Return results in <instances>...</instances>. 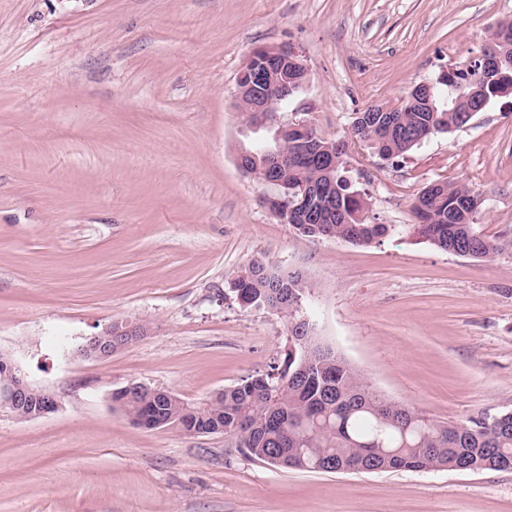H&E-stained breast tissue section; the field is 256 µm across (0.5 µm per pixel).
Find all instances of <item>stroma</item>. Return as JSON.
<instances>
[{
  "mask_svg": "<svg viewBox=\"0 0 512 512\" xmlns=\"http://www.w3.org/2000/svg\"><path fill=\"white\" fill-rule=\"evenodd\" d=\"M512 0H0V353L59 408L0 410V512H512V470L319 472L250 457L235 435L145 430L131 383L200 406L281 363L289 318L242 307L250 259L300 269L317 340L387 400L438 422L512 412V249L488 261L408 231L429 183L479 190V228L512 237V95L390 161L353 113L478 55ZM285 44L310 74L281 118L350 143L381 223L368 247L313 241L237 165V77ZM113 322L145 334L79 352Z\"/></svg>",
  "mask_w": 512,
  "mask_h": 512,
  "instance_id": "1",
  "label": "stroma"
}]
</instances>
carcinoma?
Masks as SVG:
<instances>
[{"instance_id": "1", "label": "carcinoma", "mask_w": 512, "mask_h": 512, "mask_svg": "<svg viewBox=\"0 0 512 512\" xmlns=\"http://www.w3.org/2000/svg\"><path fill=\"white\" fill-rule=\"evenodd\" d=\"M512 46V21L489 34L485 54ZM481 73L479 57L471 66L437 81L433 100L439 104L464 98ZM512 90V67L483 85L488 100ZM463 113L453 107L430 112L407 99L393 112L381 106L355 113L353 138L383 160L406 154L435 134L459 128ZM306 137L317 150L303 151L288 136V155L279 178L288 195L314 187L319 223L293 224L299 235L313 241L336 239L365 247L398 231L369 216L364 193L350 176L348 142L330 140L306 125ZM481 194L456 179H448L413 204L417 223L408 225L436 248L485 261L512 247V240H494L477 229ZM235 294L253 306H264L292 317L290 350L282 366L250 376L224 389L209 404L189 406L178 399L161 400L146 389L128 397L112 395L131 422L158 416L189 432L191 426H221L239 438V447L258 460L285 468L318 470L319 461L335 464L363 461L376 472L432 469H512V413L488 422H436L418 409L391 402L373 389L364 375L345 359L315 341L306 319L295 318L312 284L298 270H272L264 260L251 259L229 283Z\"/></svg>"}]
</instances>
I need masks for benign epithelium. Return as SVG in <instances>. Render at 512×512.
Instances as JSON below:
<instances>
[{
	"label": "benign epithelium",
	"mask_w": 512,
	"mask_h": 512,
	"mask_svg": "<svg viewBox=\"0 0 512 512\" xmlns=\"http://www.w3.org/2000/svg\"><path fill=\"white\" fill-rule=\"evenodd\" d=\"M248 59L260 61V66L248 72V79L238 75L237 106L244 99L256 101L251 113L246 115V124L253 128H268L275 131V139L281 140L284 133L298 130L297 124H286L279 120L278 112L283 103L292 97L293 87L299 81L298 70L307 69L306 64L294 50L286 45L265 46L253 49ZM260 162L271 172L283 162L280 148L266 147L256 154L243 150L237 157L238 167L247 175H253V164ZM270 189L265 196L268 209L284 222L294 221L304 224L316 216L301 205H288V196L280 190L281 182L270 178L262 182ZM141 326L110 325L102 332L86 338L81 351L86 358L103 360L144 335ZM0 364L10 371V384L0 389V409L8 410L23 419H36L47 416L59 408L55 395L45 390L34 389L25 372L10 358L0 355Z\"/></svg>",
	"instance_id": "1"
}]
</instances>
